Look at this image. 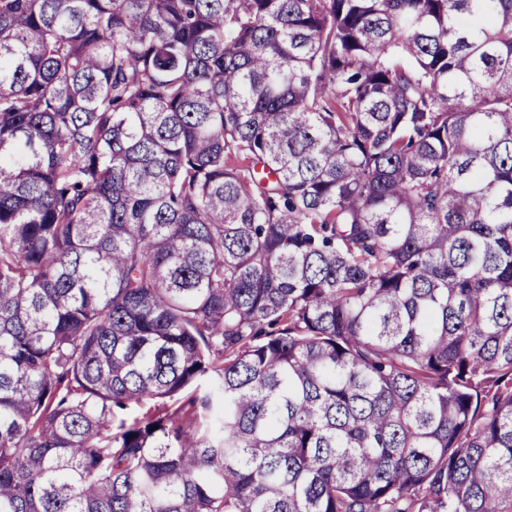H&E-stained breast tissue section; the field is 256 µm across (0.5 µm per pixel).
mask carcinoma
<instances>
[{
  "label": "carcinoma",
  "instance_id": "obj_1",
  "mask_svg": "<svg viewBox=\"0 0 512 512\" xmlns=\"http://www.w3.org/2000/svg\"><path fill=\"white\" fill-rule=\"evenodd\" d=\"M0 512H512V0H0Z\"/></svg>",
  "mask_w": 512,
  "mask_h": 512
}]
</instances>
